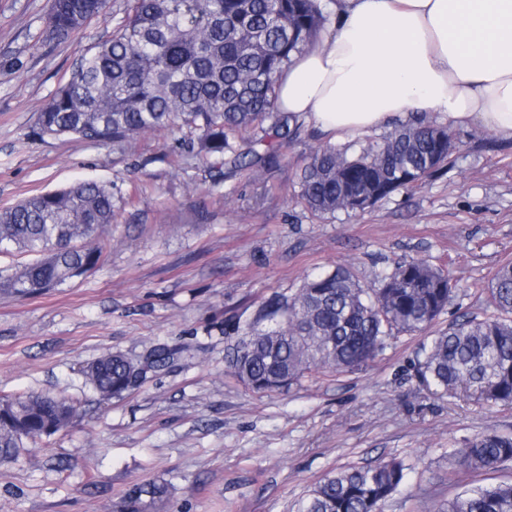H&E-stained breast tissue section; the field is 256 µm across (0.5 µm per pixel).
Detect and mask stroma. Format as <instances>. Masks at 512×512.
Listing matches in <instances>:
<instances>
[{
    "label": "stroma",
    "mask_w": 512,
    "mask_h": 512,
    "mask_svg": "<svg viewBox=\"0 0 512 512\" xmlns=\"http://www.w3.org/2000/svg\"><path fill=\"white\" fill-rule=\"evenodd\" d=\"M49 0H0V209L80 180L111 186L117 206L105 262L84 278L21 298L0 291V398L74 399L69 426L0 460V512H112L132 484L167 483L164 512H292L328 473L391 457L409 464L382 512H420L424 498L512 482V467L448 480L455 441L512 435V405L437 397L414 364L423 341L399 334L373 362L312 371L256 392L228 361L235 325L272 295L347 266L362 283L401 260L451 261L462 294L438 320L483 315L493 269L512 258V141L457 127L444 175L398 190L364 213L312 215L298 203L301 171L328 134L300 123L260 179L173 155L176 134H142L126 150L38 137L36 114L76 61L123 15L62 43L43 41ZM180 348L122 398L100 397L84 367L107 352L141 358Z\"/></svg>",
    "instance_id": "stroma-1"
}]
</instances>
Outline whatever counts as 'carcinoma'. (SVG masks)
Listing matches in <instances>:
<instances>
[{
	"instance_id": "1",
	"label": "carcinoma",
	"mask_w": 512,
	"mask_h": 512,
	"mask_svg": "<svg viewBox=\"0 0 512 512\" xmlns=\"http://www.w3.org/2000/svg\"><path fill=\"white\" fill-rule=\"evenodd\" d=\"M108 14V0H52L44 37L65 40ZM327 17L321 0H127L112 35L82 56L38 113L36 135L130 144L147 131L180 133L178 143L201 158L233 155L234 167L258 174L297 134V120L277 109V84L292 57L312 46ZM261 128L252 148L238 150ZM454 134L421 115L396 126L382 142L350 154L319 147L299 178L297 199L313 214L363 212L399 189L421 186L454 154ZM115 221L112 191L96 181L38 193L0 211V247L35 256L7 275L0 290L40 294L83 277L104 261V229ZM89 243L69 250L72 230ZM487 308L449 324L423 344L417 376L437 393L462 390L479 400L512 404V260L488 281ZM459 295L446 264L395 263L377 287L361 284L350 267L308 280L291 296L265 300L252 320L236 325L249 348L229 368L256 391L279 390L313 369L342 372L374 360L397 333L432 328ZM154 366L168 368L177 351L155 348ZM136 363L107 352L88 364L86 384L100 396L129 390ZM75 404L50 395L0 399V459L51 436L70 422ZM460 468L477 472L512 462V436L477 434L456 451ZM399 458L328 475L296 503V512H381L405 484ZM168 487L130 486L114 512H159ZM424 512H512V482L466 489Z\"/></svg>"
}]
</instances>
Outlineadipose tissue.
<instances>
[{"label": "adipose tissue", "mask_w": 512, "mask_h": 512, "mask_svg": "<svg viewBox=\"0 0 512 512\" xmlns=\"http://www.w3.org/2000/svg\"><path fill=\"white\" fill-rule=\"evenodd\" d=\"M277 107L337 137L420 112L512 139V0H322Z\"/></svg>", "instance_id": "ef3b65f1"}]
</instances>
